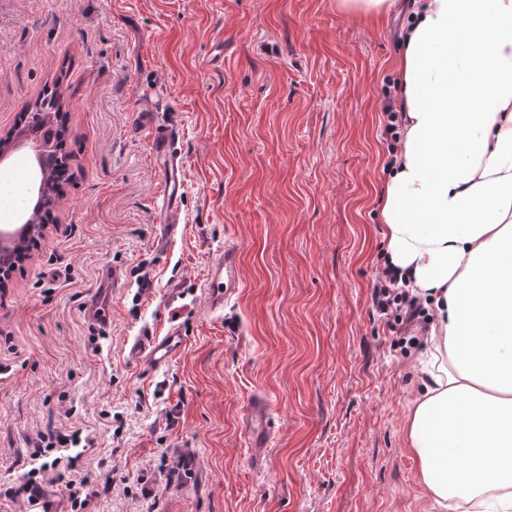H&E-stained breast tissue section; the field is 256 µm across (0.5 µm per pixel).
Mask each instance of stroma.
<instances>
[{
	"label": "stroma",
	"instance_id": "obj_1",
	"mask_svg": "<svg viewBox=\"0 0 512 512\" xmlns=\"http://www.w3.org/2000/svg\"><path fill=\"white\" fill-rule=\"evenodd\" d=\"M337 0H0V137L62 95L73 177L55 222L0 288V512L29 442L79 430L98 512H438L405 421L415 354L373 313L377 200L405 14ZM176 132L177 229L159 245L163 180L140 124ZM240 253L223 317L206 274ZM112 325L81 309L102 267ZM179 326L166 367L130 359ZM265 395L263 470L240 416ZM349 16L383 17L400 7L399 0H339Z\"/></svg>",
	"mask_w": 512,
	"mask_h": 512
}]
</instances>
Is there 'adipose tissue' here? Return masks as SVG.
<instances>
[{
  "label": "adipose tissue",
  "mask_w": 512,
  "mask_h": 512,
  "mask_svg": "<svg viewBox=\"0 0 512 512\" xmlns=\"http://www.w3.org/2000/svg\"><path fill=\"white\" fill-rule=\"evenodd\" d=\"M404 125L379 199L431 314L406 418L440 512H512V0H412Z\"/></svg>",
  "instance_id": "adipose-tissue-1"
}]
</instances>
